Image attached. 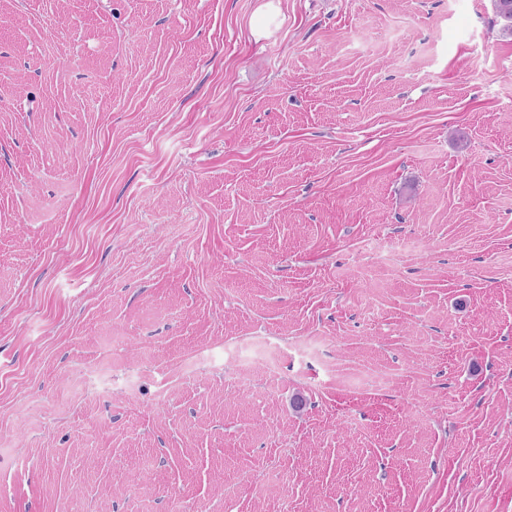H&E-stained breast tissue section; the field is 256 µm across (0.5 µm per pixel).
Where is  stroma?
Returning <instances> with one entry per match:
<instances>
[{"label":"stroma","instance_id":"obj_1","mask_svg":"<svg viewBox=\"0 0 512 512\" xmlns=\"http://www.w3.org/2000/svg\"><path fill=\"white\" fill-rule=\"evenodd\" d=\"M265 2L0 0V512H512V36Z\"/></svg>","mask_w":512,"mask_h":512}]
</instances>
